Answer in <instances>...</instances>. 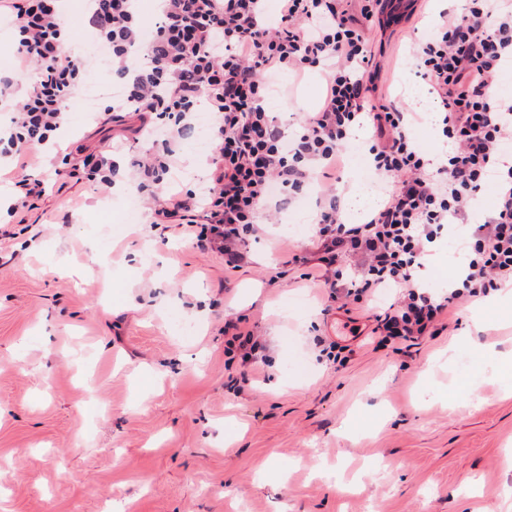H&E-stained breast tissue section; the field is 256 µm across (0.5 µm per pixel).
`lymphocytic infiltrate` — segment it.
<instances>
[{"instance_id":"lymphocytic-infiltrate-1","label":"lymphocytic infiltrate","mask_w":512,"mask_h":512,"mask_svg":"<svg viewBox=\"0 0 512 512\" xmlns=\"http://www.w3.org/2000/svg\"><path fill=\"white\" fill-rule=\"evenodd\" d=\"M345 0H279L275 25L264 20L265 0H156L157 22L145 31L139 0H88L95 43L105 47L121 93L116 112L136 113L141 129L157 130L161 149L132 164L140 187L161 184L176 161L198 102L216 116L209 191L155 195L150 224H178L201 247L221 254L225 267L248 259L264 215L304 187L329 178L353 129L373 130L368 149L379 175L394 187L359 224L339 220L340 199L323 193L316 203L315 248L292 254L312 268L330 298L351 287L356 298L377 289H402L401 299L376 317L380 344L416 343L434 335L450 307L512 287V96L492 95L490 83L512 62V0H471L465 12L445 13L435 34L414 46L417 72L432 90L449 149L438 168L407 129L412 112L371 99L374 56L364 35L387 0H361L351 13ZM12 19L21 69H33L27 95L14 99L0 79V101L12 117L0 143L17 169L35 145L60 128L87 67L86 53L68 49L69 34L57 0H0ZM141 45L143 63L128 54ZM323 71L326 90L317 111L305 113L285 136L266 107L271 72ZM493 187L496 206L474 225L464 273L447 293L419 291L427 246L448 225L465 221L480 192Z\"/></svg>"}]
</instances>
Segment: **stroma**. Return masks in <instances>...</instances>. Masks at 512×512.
<instances>
[{
	"instance_id": "obj_1",
	"label": "stroma",
	"mask_w": 512,
	"mask_h": 512,
	"mask_svg": "<svg viewBox=\"0 0 512 512\" xmlns=\"http://www.w3.org/2000/svg\"><path fill=\"white\" fill-rule=\"evenodd\" d=\"M430 12L414 0L370 24L377 99L419 82L411 52L434 32ZM266 81L289 131L325 92L318 70ZM83 97L28 171L56 190L0 216V512H512V376L496 365L512 357V308L465 300L419 344L378 345L374 316L395 290L331 302L287 262L312 246L317 187L300 194L298 223L278 214L249 264L225 269L180 226L146 224L148 196L127 172L146 147L138 120L113 121L112 92L90 111ZM214 124L196 111L177 188L202 182L212 148L197 131ZM110 143V188L60 175L65 152ZM495 204L484 191L429 244L425 291H446ZM228 317L266 340L263 362L225 353ZM339 337L351 351L328 360Z\"/></svg>"
}]
</instances>
